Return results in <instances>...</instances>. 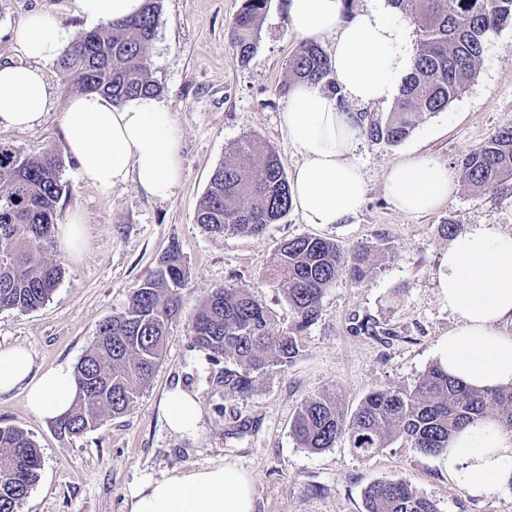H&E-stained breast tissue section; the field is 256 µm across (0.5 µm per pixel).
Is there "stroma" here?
Returning a JSON list of instances; mask_svg holds the SVG:
<instances>
[{"label":"stroma","mask_w":512,"mask_h":512,"mask_svg":"<svg viewBox=\"0 0 512 512\" xmlns=\"http://www.w3.org/2000/svg\"><path fill=\"white\" fill-rule=\"evenodd\" d=\"M242 0H162L149 52L159 102L175 116L182 181L174 196L146 195L135 181L103 191L83 182L66 151L62 116L76 95L56 62L41 63L49 105L26 130L0 127V141L23 154L54 152L67 191L57 210L65 228L72 213L85 227L81 253L54 237L47 249L64 268L50 300L37 310H0V347L22 346L49 368L77 365L93 344L100 322L120 314L133 288L178 247L190 272L184 307L173 319L165 356L151 385L125 414L102 416L82 436H60L55 423L35 417L22 391L0 394V426L26 431L43 457L39 477L20 512H129L127 493L142 476L162 477L226 459L254 481V512H364L363 492L378 480L408 479L438 512H512V484L483 498L460 490L440 456H426L394 442L377 456H356L347 440L312 452L299 447L290 426L300 403L319 392L335 395L346 413L364 397L388 388L410 389L438 361L456 325L438 288L442 257L451 243L445 223L469 230L493 224L512 234V184L479 191L462 182L459 163L498 128L512 125V25L489 33L473 80L444 111L423 116L410 135L390 146L361 137L351 154L364 176L365 202L341 224H308L296 209L269 225L263 236H210L196 213L210 177L225 154L250 139L273 149L286 173L301 156L282 125L288 107V64L300 44L288 26L283 0H269L259 22L257 53L241 62L226 31ZM41 11L75 35L91 24L75 13L74 0H0V64L27 57L12 32ZM427 153L448 167L451 196L441 208L399 212L385 197L390 165ZM311 236L350 251L362 245L388 248L391 258L362 282L340 276L321 300L315 322L301 336V353L287 369H273L247 397L221 402L216 366L191 346L188 320L201 300L219 288H247L274 316L289 323L286 294L272 278V257L285 240ZM368 319L383 328L374 337L356 333ZM196 395L200 419L194 434L165 422L168 395Z\"/></svg>","instance_id":"obj_1"}]
</instances>
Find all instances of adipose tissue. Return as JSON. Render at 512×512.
<instances>
[{"mask_svg":"<svg viewBox=\"0 0 512 512\" xmlns=\"http://www.w3.org/2000/svg\"><path fill=\"white\" fill-rule=\"evenodd\" d=\"M89 21L138 14L144 0H74ZM291 31L302 41L335 37L332 73L339 95L305 82L291 89L283 114L289 142L301 156L290 187L308 224H340L364 200L360 168L349 156L362 129L355 106L389 102L410 69L403 24L382 7L349 14L347 0H285ZM25 65H0V127L38 124L48 107L40 61L59 57L67 40L55 19L34 12L14 31ZM172 112L151 97L117 108L102 96L82 94L67 106L62 129L67 152L82 180L109 190L135 180L147 195L171 198L181 181L179 143ZM451 183L446 164L422 154L392 164L384 192L403 213L443 206ZM438 286L457 325L448 333L440 361L451 376L475 387L512 385V235L483 224L455 237L443 257ZM23 390L28 409L55 420L70 411L77 383L70 365L36 366L27 348H0V394ZM448 471L467 494L480 497L512 483V432L481 420L456 434L446 454ZM129 512H254L252 478L224 460L163 477H142L129 494Z\"/></svg>","mask_w":512,"mask_h":512,"instance_id":"1","label":"adipose tissue"}]
</instances>
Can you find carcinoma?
Masks as SVG:
<instances>
[{
    "mask_svg": "<svg viewBox=\"0 0 512 512\" xmlns=\"http://www.w3.org/2000/svg\"><path fill=\"white\" fill-rule=\"evenodd\" d=\"M268 0H244L227 37L243 62L253 59L257 32ZM401 17L417 27L411 57L395 109L384 119L363 123L372 140L394 145L409 136L426 114L448 105L475 77L491 31L512 22V0H389ZM161 0H145L129 19L109 21L79 32L57 64L63 78L84 94H99L123 105L157 97L162 88L149 76V50L156 36ZM296 81L334 92L332 64L321 46L300 43L288 64ZM61 162L46 152L23 154L0 142V310L34 311L49 300L62 275L60 263L45 250L56 232L57 205L66 192ZM463 182L494 191L512 181V126L497 130L462 160ZM291 207L290 184L276 153L245 140L215 169L196 221L209 234L259 237ZM386 248L361 246L345 252L336 243L300 236L288 239L273 257L274 279L292 310V320L277 332L273 315L245 288L217 289L190 317L192 347L214 365L224 398L248 396L274 368L290 366L301 352V335L319 313L326 288L346 274L362 281L381 268ZM189 272L179 249L132 291L124 312L104 319L94 344L75 367L78 391L72 409L55 420L61 436L76 437L104 414L129 410L151 383L164 356L169 322L183 308ZM496 410L498 422L512 430V385L473 388L448 376L435 363L412 389L369 393L352 415L336 397H306L291 424L302 448L319 452L345 437L362 457H373L393 442L437 456L461 428ZM42 467V455L23 430L0 426V512H18ZM365 512H437L435 504L406 479L381 480L364 493Z\"/></svg>",
    "mask_w": 512,
    "mask_h": 512,
    "instance_id": "1",
    "label": "carcinoma"
}]
</instances>
